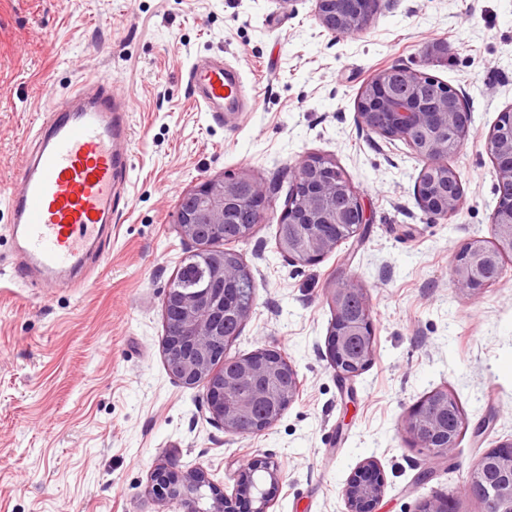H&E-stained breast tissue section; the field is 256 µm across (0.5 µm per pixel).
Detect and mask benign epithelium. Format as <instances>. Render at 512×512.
<instances>
[{
	"mask_svg": "<svg viewBox=\"0 0 512 512\" xmlns=\"http://www.w3.org/2000/svg\"><path fill=\"white\" fill-rule=\"evenodd\" d=\"M383 0H315V16L328 32L355 35L363 31L380 9ZM424 75L407 67L394 65L377 72L360 90L356 103L358 124L387 138L405 140L424 160L416 195L428 213L446 217L461 206L463 189L456 170L448 163V142L464 144L472 126V114L466 93L456 90L452 97L426 99L421 94ZM506 123H497L490 131L487 149L492 158L498 190L512 191V113L505 112ZM333 161L310 157L301 161L293 173V184L305 196V204L286 207L279 217L278 251L288 260L301 265L319 262L343 240L361 233L369 223L360 196L351 184L338 175ZM273 188L249 174L217 176L197 185L186 196L195 199L189 211L178 210L177 227L182 239L196 246L192 256L203 255L210 263V287L194 294L168 288L164 319L176 325L165 331L164 357L173 358L168 366L172 376L186 386L204 388L205 408L210 418L224 432L234 435H257L271 429L281 418L277 409L280 399L293 402L299 394L296 368L275 348H263L252 357L232 358L235 373L251 379L261 387L255 398L270 402L265 418L251 428L240 423L241 413L250 401L231 395V380L224 375V335L226 312H232L237 327L249 317L252 304L237 305L225 295L224 285L252 275L235 252L214 248L224 242V225L233 223L235 207L246 205L252 212V224L244 236L253 233L271 205ZM345 195L355 219L336 206V196ZM492 224L495 239L491 246L473 239L452 261V282L456 290L476 294L491 284L484 273L502 269L504 259L512 257V202L494 209ZM334 307L327 357L338 376L350 379L359 374L374 356V329L371 305L366 289L349 278L327 289ZM448 412V390L437 389L414 405L403 425L414 445L433 459H445L456 448L464 425L460 408H455V429L448 432L438 414ZM261 472L262 488L237 481L231 494L213 491L209 508L200 507V490L212 486L207 473L196 469L177 470L169 459L156 467L149 477V493L160 502H176L182 512H270L281 480L277 464L255 462L250 472ZM481 488L491 498L490 512H512V442L483 455L471 468L465 485L470 494ZM385 490L384 478L372 463L359 467L343 493L348 512H375Z\"/></svg>",
	"mask_w": 512,
	"mask_h": 512,
	"instance_id": "benign-epithelium-1",
	"label": "benign epithelium"
}]
</instances>
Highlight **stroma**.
Instances as JSON below:
<instances>
[{
  "label": "stroma",
  "mask_w": 512,
  "mask_h": 512,
  "mask_svg": "<svg viewBox=\"0 0 512 512\" xmlns=\"http://www.w3.org/2000/svg\"><path fill=\"white\" fill-rule=\"evenodd\" d=\"M213 56L238 73L245 118L194 103L188 68ZM396 64L468 95L470 134L449 159L464 197L445 218L420 207L423 162L408 144L356 122L362 86ZM97 76L131 103L132 170L105 260L63 287L18 279L0 202V512H176L147 491L172 455L228 493L251 461L271 459L282 476L274 512H348L343 490L367 461L385 478L376 512L448 495L457 512H483L463 487L484 453L512 441V261L475 296L456 291L451 262L494 236L487 138L512 108V0H393L354 36L326 31L313 0H0V199L50 104ZM309 156L335 162L372 222L301 266L277 249L278 219ZM241 172L277 192L231 245L256 291L227 354L277 348L301 381L280 420L252 436L214 425L203 387L179 383L162 352L166 291L187 255L181 198ZM350 277L370 298L375 354L343 380L326 352V290ZM438 388L465 418L443 460L403 428Z\"/></svg>",
  "instance_id": "obj_1"
}]
</instances>
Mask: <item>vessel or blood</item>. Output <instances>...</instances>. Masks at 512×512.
<instances>
[{
	"label": "vessel or blood",
	"mask_w": 512,
	"mask_h": 512,
	"mask_svg": "<svg viewBox=\"0 0 512 512\" xmlns=\"http://www.w3.org/2000/svg\"><path fill=\"white\" fill-rule=\"evenodd\" d=\"M187 77L203 111L241 112L239 82L223 63L196 61ZM54 112L5 197L22 257L16 273L25 279L35 272L45 282L80 271L92 245L111 237L130 166L125 107L113 100L110 80L84 81Z\"/></svg>",
	"instance_id": "vessel-or-blood-1"
}]
</instances>
